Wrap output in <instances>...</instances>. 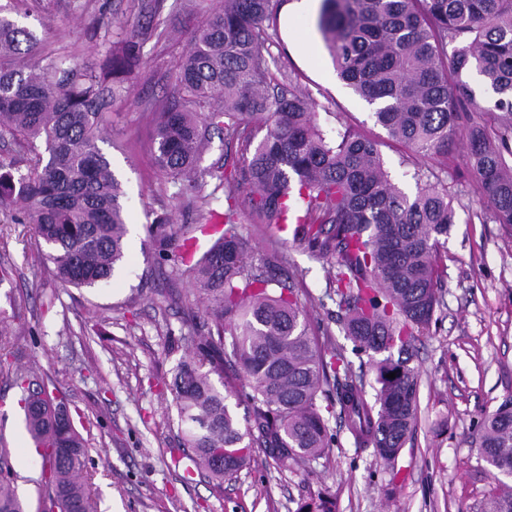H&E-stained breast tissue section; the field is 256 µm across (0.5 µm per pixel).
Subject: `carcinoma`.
<instances>
[{"label": "carcinoma", "instance_id": "carcinoma-1", "mask_svg": "<svg viewBox=\"0 0 512 512\" xmlns=\"http://www.w3.org/2000/svg\"><path fill=\"white\" fill-rule=\"evenodd\" d=\"M278 3L223 0L176 61L173 95L156 112L159 192L175 187L173 198L196 223L155 213L142 248L168 266L171 281L189 279L171 299L203 303L213 324L202 334L196 315L186 320L192 354L171 379L183 440L174 462L219 484L257 449L283 465L320 458L337 441L332 418L357 447L397 462L417 424L412 346L434 321L441 249L455 216L448 187L417 172L415 190L404 191L377 141L322 128L298 75L273 76L265 53ZM165 7L166 0H141L146 22L131 31L92 28L90 36L110 46L105 72L68 57L28 64L41 40L0 15V141L26 162L24 171L0 162V211L21 204L13 223L32 226L64 288L106 281L126 258L123 190L99 142L107 110L147 64L145 45L166 36L156 22ZM316 26L340 79L373 107L388 138L414 154H448L468 113L477 189L492 218L512 226V0H320ZM474 72L482 95L469 81ZM215 132L224 134V164L202 171ZM205 176L215 180L208 194ZM242 188L249 194L241 201ZM219 191L222 213L209 208ZM243 206L260 224L279 226L293 214V242L331 264L341 331L369 358L374 401L344 350L309 335L295 274L243 237ZM215 224L224 231L201 256L184 252ZM4 350L0 377L21 390L26 432L42 441L36 512H94L88 448L63 393L36 362L21 365ZM230 364L250 389L242 420L228 405L236 394L224 377ZM478 456L493 484L476 512H512L511 397L482 419ZM0 512H27L2 454ZM296 512H335V504L319 496Z\"/></svg>", "mask_w": 512, "mask_h": 512}]
</instances>
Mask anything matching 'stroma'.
Listing matches in <instances>:
<instances>
[{
    "label": "stroma",
    "instance_id": "obj_1",
    "mask_svg": "<svg viewBox=\"0 0 512 512\" xmlns=\"http://www.w3.org/2000/svg\"><path fill=\"white\" fill-rule=\"evenodd\" d=\"M174 20L166 40L148 43V64L129 94L112 105V132L101 148L122 183L129 250L123 268L92 288H63L44 269L29 225L0 213V318L23 316L11 337L18 363L36 361L60 383L71 410L89 417L90 491L97 512H295L300 499L324 491L336 512H473L491 476L475 447L482 417L512 395V226L485 215L467 153L417 156L388 139L371 109L337 77L314 16L289 18L279 7L268 48L272 73L294 71L321 125L377 140L394 182L413 189L415 171L437 173L447 184L455 223L442 251L444 288L438 320L413 350L418 373V423L396 467L355 447L341 432L338 446L306 465L282 467L255 454L223 484L174 467L179 447L174 396L166 389L187 358L185 305L168 297L170 281L141 250L151 212L170 211L193 223L172 196H162L154 162L153 106L171 96L175 61L220 0H167ZM50 34L41 56L72 54L102 60L105 49L87 36L95 23L132 28L135 0H50ZM241 232L259 254L278 255L297 278L309 331L319 343L351 349L336 321L328 265L293 244L275 226L240 218ZM20 389L0 381V450L29 506L39 497L42 461L32 449L19 407Z\"/></svg>",
    "mask_w": 512,
    "mask_h": 512
}]
</instances>
